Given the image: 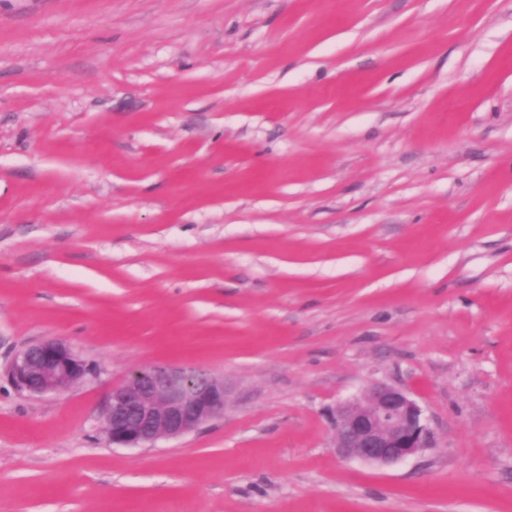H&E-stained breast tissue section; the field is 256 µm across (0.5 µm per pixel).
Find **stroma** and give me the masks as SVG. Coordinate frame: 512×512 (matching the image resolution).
<instances>
[{
  "label": "stroma",
  "mask_w": 512,
  "mask_h": 512,
  "mask_svg": "<svg viewBox=\"0 0 512 512\" xmlns=\"http://www.w3.org/2000/svg\"><path fill=\"white\" fill-rule=\"evenodd\" d=\"M49 338L88 379L17 394ZM156 364L223 416L108 443ZM0 512H512V0H0ZM426 435L422 409L386 383L374 384L362 400L336 410L335 448L344 458L391 465L424 448Z\"/></svg>",
  "instance_id": "1"
}]
</instances>
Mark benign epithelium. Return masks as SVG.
<instances>
[{"label":"benign epithelium","instance_id":"obj_1","mask_svg":"<svg viewBox=\"0 0 512 512\" xmlns=\"http://www.w3.org/2000/svg\"><path fill=\"white\" fill-rule=\"evenodd\" d=\"M91 373L69 344L47 340L23 348L6 375L20 393H59ZM224 379L185 366L156 365L133 370L112 386L101 408L108 441L144 448L181 437L224 415ZM422 409L406 393L386 383L371 386L361 400L336 410L335 448L344 458L387 466L425 447Z\"/></svg>","mask_w":512,"mask_h":512}]
</instances>
